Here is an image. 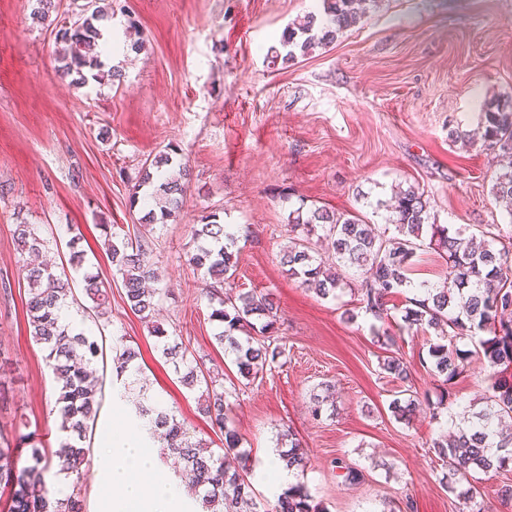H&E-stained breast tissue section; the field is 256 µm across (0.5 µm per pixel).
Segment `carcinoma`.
<instances>
[{"label": "carcinoma", "instance_id": "obj_1", "mask_svg": "<svg viewBox=\"0 0 512 512\" xmlns=\"http://www.w3.org/2000/svg\"><path fill=\"white\" fill-rule=\"evenodd\" d=\"M374 2L323 0V14L309 13L282 32L279 45L270 47V63H288L299 53L305 55L332 43ZM83 11L86 15L82 20L65 21L56 33L57 41L62 43L58 71L74 77L79 85L98 81L99 70L104 67L99 58L84 53L103 38L97 25L104 16L103 9L99 0H87ZM448 138L471 146L479 144L508 159L491 176V192L496 198L512 199V100L488 102L477 130L453 129ZM188 187L186 166L176 162L172 153L162 152L142 164L130 195V205H136L142 193L153 199L157 210L145 213L132 235L120 236L112 232V226H104L102 249L113 275L121 282L130 310L144 318L156 310L162 294V289L148 286L158 279L147 259L154 224L180 212ZM289 222L298 235L290 238L281 264L300 286L322 299H335L339 292L351 288L357 293L362 311L374 320L386 324L398 318L408 330L436 332V341L429 345L428 361L430 371L445 388L435 401L412 388V370L396 349V337L386 329L376 333L377 342L385 345L386 351L380 368L401 383V390L389 404L396 419L408 420L423 405L431 417L441 416L453 404L456 380L471 370L473 362L490 370L489 386L480 397L483 408L472 414L467 424L433 442L435 454L448 465L442 479L449 491L455 490L453 482H467L478 471H511L512 230L486 224L478 237L467 235L462 228L452 233L447 225L431 221L428 199L413 185L394 193L388 217L397 232L393 238L375 231L357 215L338 214L322 207L299 208ZM13 236L17 250L28 257L25 271L30 335L43 345L49 367L60 382L55 408L64 436L55 457L76 485L85 460L83 442L99 408L98 382L90 370L98 344L77 328L75 321L63 317L72 289L67 276L47 263L35 261L45 251V240L36 225L17 224ZM191 236L195 248L187 254V262L203 272L207 280L205 297L211 308L210 318L219 323L214 339L232 357L239 376L254 380L282 354L277 306L269 296L253 291L224 295V281L238 266L237 237L217 214L201 217V223L192 225ZM423 246L445 262L446 276L439 286L409 277L417 250ZM348 270L358 273L357 283L347 278ZM409 289L416 294L406 299L397 317L392 314L390 302ZM84 291L92 305L82 307V313L91 318L105 315L109 296L103 282L87 274ZM153 333L184 386L192 389L205 384L198 410L224 434V454L208 452L174 411L147 397H141L136 406V420L145 427L147 437L160 444L164 455L174 458L181 481L199 498L203 512H239L240 505L248 502L254 512H266L253 501L248 453L240 449L242 440L229 417L224 384L188 360L175 336L158 325ZM463 340L469 341L473 350L462 352L457 342ZM139 356V348L118 341L113 356L116 377L133 384L140 374L136 364ZM282 441L286 445L279 450L280 459L289 469L304 471L307 452L301 440L289 432L282 434ZM50 470L51 459L35 445L25 461L18 449L0 448V485L11 490L9 512H79L75 494L63 495L48 484ZM275 512L323 510L313 502L307 487L297 482L278 497Z\"/></svg>", "mask_w": 512, "mask_h": 512}]
</instances>
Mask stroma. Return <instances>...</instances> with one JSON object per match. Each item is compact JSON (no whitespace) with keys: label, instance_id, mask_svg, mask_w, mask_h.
<instances>
[{"label":"stroma","instance_id":"obj_1","mask_svg":"<svg viewBox=\"0 0 512 512\" xmlns=\"http://www.w3.org/2000/svg\"><path fill=\"white\" fill-rule=\"evenodd\" d=\"M114 26L134 18L145 43L139 52L107 54L121 66L85 86L58 73L56 23L35 18V0H0V447L36 433L53 455L62 436L55 410L58 385L45 353L29 334L27 282L13 228L39 225L46 255L66 268L83 298L84 274L110 283L105 319L85 321L101 354L99 412L86 443L76 493L82 512H98L93 473L112 408L134 411L137 391L112 381L117 337L139 346L138 363L152 396L173 408L214 454L220 432L197 410L200 389L185 388L158 351L153 323L176 331L190 357L222 372L229 416L249 451L251 482L273 512L277 496L266 477L282 430L292 429L309 455L302 478L324 512H502L512 471L474 474L478 494L467 501L441 486L446 471L432 442L451 416L469 413L483 392L474 369L454 388L452 413L411 421L389 409L399 384L382 373L384 356L373 319L356 296L322 299L289 279L280 256L297 207L358 213L384 224L374 202L397 186L415 185L437 223L479 233L511 221L490 193L496 153L451 142L452 128L472 130L486 102L512 98V0H378L336 41L286 65L266 53L289 24L319 12L321 0H113ZM181 149L191 169L187 202L176 220L156 229L148 260L164 294L152 320L134 314L101 247V225L123 234L146 203L130 205L138 169L147 159ZM219 214L239 230L232 287L269 295L278 307L282 357L254 381L242 379L214 339L205 282L185 261L190 229ZM82 250V267L69 264ZM417 390L432 386L421 365L433 331L397 333ZM335 387L336 411L312 418L322 384ZM358 469L343 479L337 461Z\"/></svg>","mask_w":512,"mask_h":512}]
</instances>
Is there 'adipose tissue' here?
<instances>
[{
	"label": "adipose tissue",
	"instance_id": "1",
	"mask_svg": "<svg viewBox=\"0 0 512 512\" xmlns=\"http://www.w3.org/2000/svg\"><path fill=\"white\" fill-rule=\"evenodd\" d=\"M140 432V427L120 420L102 436L99 497L108 512H175L180 491L156 471L151 452L137 441Z\"/></svg>",
	"mask_w": 512,
	"mask_h": 512
}]
</instances>
